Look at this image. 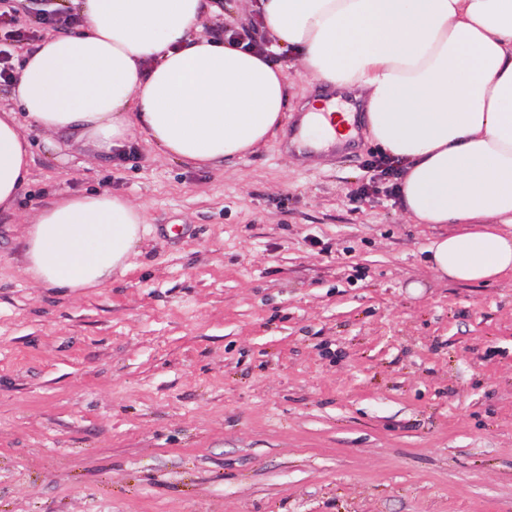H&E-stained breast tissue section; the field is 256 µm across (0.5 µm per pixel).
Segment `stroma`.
Masks as SVG:
<instances>
[{
  "instance_id": "35a3bbf8",
  "label": "stroma",
  "mask_w": 512,
  "mask_h": 512,
  "mask_svg": "<svg viewBox=\"0 0 512 512\" xmlns=\"http://www.w3.org/2000/svg\"><path fill=\"white\" fill-rule=\"evenodd\" d=\"M256 20L208 0L199 25L268 47L300 110L309 78ZM80 25L64 0H0L17 69ZM1 112L32 162L0 209V512H512V277L429 267L452 227L403 215L364 122L342 152L283 132L198 170L139 135L109 159L50 138L3 81ZM90 192L145 213L134 266L39 287L28 224Z\"/></svg>"
}]
</instances>
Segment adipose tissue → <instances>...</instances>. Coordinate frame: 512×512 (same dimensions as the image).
<instances>
[{"mask_svg": "<svg viewBox=\"0 0 512 512\" xmlns=\"http://www.w3.org/2000/svg\"><path fill=\"white\" fill-rule=\"evenodd\" d=\"M78 32L27 53L13 94L49 133L108 155L141 134L199 168L266 144L286 118L288 77L269 58L196 34L204 0H75ZM278 46L319 82L355 86L402 209L453 224L428 249L466 283L512 275V0H257ZM31 164L15 113H0V207ZM144 215L111 193L64 196L26 237L43 288H99L133 264Z\"/></svg>", "mask_w": 512, "mask_h": 512, "instance_id": "1", "label": "adipose tissue"}]
</instances>
